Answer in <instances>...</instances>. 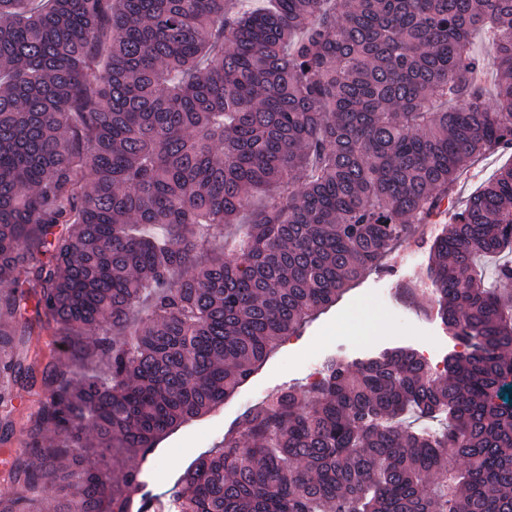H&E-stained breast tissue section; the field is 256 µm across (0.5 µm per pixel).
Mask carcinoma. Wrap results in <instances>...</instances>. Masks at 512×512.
Masks as SVG:
<instances>
[{
	"label": "carcinoma",
	"instance_id": "cac0c4a2",
	"mask_svg": "<svg viewBox=\"0 0 512 512\" xmlns=\"http://www.w3.org/2000/svg\"><path fill=\"white\" fill-rule=\"evenodd\" d=\"M270 2L0 0V442L24 436L0 512H145L133 460L450 210L426 273L471 350L445 377L410 349L330 359L152 512H512V307L478 262L512 253V166L452 198L512 147V0ZM512 163V149L484 155L465 170L454 190L457 209L464 208L470 196L485 181L492 178L499 169Z\"/></svg>",
	"mask_w": 512,
	"mask_h": 512
}]
</instances>
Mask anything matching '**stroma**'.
Segmentation results:
<instances>
[{"mask_svg": "<svg viewBox=\"0 0 512 512\" xmlns=\"http://www.w3.org/2000/svg\"><path fill=\"white\" fill-rule=\"evenodd\" d=\"M511 164L512 149L479 158L456 184V207L464 208L483 182ZM440 230V225H428L423 236L399 248L381 268L346 290L299 335L280 343L223 406L164 437L142 464L148 491L160 495L172 488L189 464L222 441L247 407L288 386L309 388L313 374L329 358L353 363L403 347L428 353L432 364H444L448 354L457 351V340L431 313V283L423 274L432 240ZM364 311L376 319L377 328H366L360 317Z\"/></svg>", "mask_w": 512, "mask_h": 512, "instance_id": "obj_1", "label": "stroma"}]
</instances>
